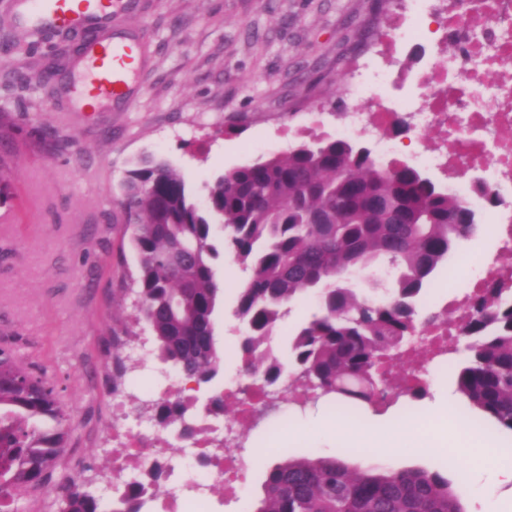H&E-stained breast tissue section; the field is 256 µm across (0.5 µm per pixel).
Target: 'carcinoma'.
<instances>
[{
	"label": "carcinoma",
	"mask_w": 512,
	"mask_h": 512,
	"mask_svg": "<svg viewBox=\"0 0 512 512\" xmlns=\"http://www.w3.org/2000/svg\"><path fill=\"white\" fill-rule=\"evenodd\" d=\"M137 254L131 276L137 307L153 336L157 358L196 385L224 370L214 314L221 288L212 230L222 225L224 252L247 273L234 315L244 326L237 343L240 387L262 388L275 402L351 409L377 404L394 389L385 363L421 330L416 305L437 268L483 225L482 214L408 163H378L357 142L321 136L224 171L198 204L168 163L147 158L127 171L121 201ZM378 264L393 288L361 297L350 280ZM313 296L319 313L291 334L280 356L271 339L288 306ZM467 359L459 391L479 412L512 432V294L497 284L469 305L458 327ZM131 367L112 358V389ZM154 420L186 439L196 435L190 402L178 396L151 402ZM71 438L54 389L0 350V509L21 491L44 486ZM168 464L154 461L143 477L122 483L109 512H146L150 488ZM63 512H104L103 500L68 480ZM249 512H464L448 478L423 469L350 468L337 456L289 457L267 471L264 495Z\"/></svg>",
	"instance_id": "cac0c4a2"
}]
</instances>
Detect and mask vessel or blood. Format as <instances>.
Listing matches in <instances>:
<instances>
[{
	"mask_svg": "<svg viewBox=\"0 0 512 512\" xmlns=\"http://www.w3.org/2000/svg\"><path fill=\"white\" fill-rule=\"evenodd\" d=\"M14 9L20 21L33 23L34 27L66 29L75 25L95 24V17L84 11L71 10L64 0H14ZM90 66L84 78L85 93L97 102H125L131 90L137 66L134 43L115 40L100 47H88Z\"/></svg>",
	"mask_w": 512,
	"mask_h": 512,
	"instance_id": "1",
	"label": "vessel or blood"
}]
</instances>
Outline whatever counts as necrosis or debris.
I'll return each mask as SVG.
<instances>
[{"mask_svg":"<svg viewBox=\"0 0 512 512\" xmlns=\"http://www.w3.org/2000/svg\"><path fill=\"white\" fill-rule=\"evenodd\" d=\"M429 15L438 17L437 28L417 29V20ZM428 37L456 45L458 54L409 71L399 57V46ZM406 83L412 84L413 96L392 106L379 105L372 112L348 113L337 124L336 137L372 135L378 139L381 155H395L396 144L389 135L395 111L411 110L406 134L418 137L429 127L440 131L439 142L416 151L413 161L447 173L450 192L482 208L488 233L511 246L512 211L500 210L489 199L512 198V0H400L385 42L376 44L369 57L357 63L345 97L353 102L376 98ZM490 283L512 292V266L483 258L476 274L445 303L447 321L428 324L424 335H448L449 325L458 323L471 299ZM265 403L264 395L253 391L233 422L220 426L227 450L210 448L205 441L182 449V458L193 462L196 472L159 492L153 512H179L186 503L204 501L216 484L223 486L226 496L238 498L251 456L232 450L230 443L236 426L251 420ZM154 442L150 434L124 429L119 438L123 452L112 459L111 479H128L148 464Z\"/></svg>","mask_w":512,"mask_h":512,"instance_id":"obj_1","label":"necrosis or debris"}]
</instances>
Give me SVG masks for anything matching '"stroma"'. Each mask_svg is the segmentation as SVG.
Returning <instances> with one entry per match:
<instances>
[{
    "label": "stroma",
    "instance_id": "1",
    "mask_svg": "<svg viewBox=\"0 0 512 512\" xmlns=\"http://www.w3.org/2000/svg\"><path fill=\"white\" fill-rule=\"evenodd\" d=\"M397 7L396 0H112L97 33L139 38L142 70L128 104L104 103L91 112L75 102L76 60L64 61L53 83L37 80L59 58L61 34L44 28L31 35L10 0H0V107L10 111L0 126V173L12 194L0 205V348L44 375L73 427L51 482L20 496L12 512H60L61 487L75 473L105 495L113 402L134 408L152 400L157 386L183 385L179 376L158 374L152 337L136 324L135 296L126 290L137 266L120 206L127 171L145 155L164 159L201 199L224 170L331 134L359 33L379 29ZM490 254L512 263V251L486 232L462 242L437 269L418 312L456 292L471 258ZM215 273L224 290L215 313L226 353L224 376L213 384L220 392L238 375L232 310L244 273L226 254ZM126 326L139 336L135 354L148 360L127 374L116 396L101 379L112 374L107 340ZM464 360L458 353L453 366L434 369L419 394L386 408L361 405L353 420L337 417V428H364L382 414L407 427L427 421L434 390L455 389L453 367ZM281 428L273 418L248 431L249 443L266 449L267 464L251 463L240 500L216 489L203 512H243L246 501L262 496L268 464L283 454L337 452L335 444L306 437L276 441ZM448 444L462 451L458 467L449 466L447 453L422 444L397 453L371 448L345 461L353 468L382 463L437 471L457 482L462 503L486 494L499 497V512H512V497L500 495L483 469L486 450L469 451L468 434L455 427Z\"/></svg>",
    "mask_w": 512,
    "mask_h": 512
}]
</instances>
